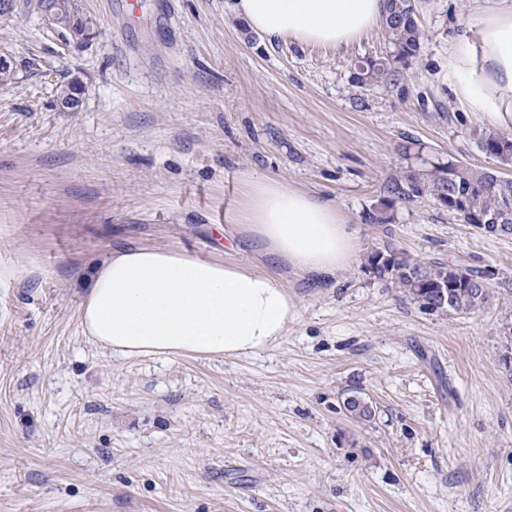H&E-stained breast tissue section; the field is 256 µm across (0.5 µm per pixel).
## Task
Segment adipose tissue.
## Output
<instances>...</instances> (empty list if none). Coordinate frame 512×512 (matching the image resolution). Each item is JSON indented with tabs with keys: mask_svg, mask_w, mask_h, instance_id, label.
Listing matches in <instances>:
<instances>
[{
	"mask_svg": "<svg viewBox=\"0 0 512 512\" xmlns=\"http://www.w3.org/2000/svg\"><path fill=\"white\" fill-rule=\"evenodd\" d=\"M386 0H235L234 11L271 39L340 48L379 22ZM480 52L460 33L449 63L470 111L512 127V0L478 15ZM278 262L330 281L356 257L357 232L336 205L282 182L257 178L234 217ZM297 303L266 269L199 258L182 250H117L95 271L80 303L82 332L125 356L240 357L285 336Z\"/></svg>",
	"mask_w": 512,
	"mask_h": 512,
	"instance_id": "adipose-tissue-1",
	"label": "adipose tissue"
}]
</instances>
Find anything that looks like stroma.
Here are the masks:
<instances>
[{
	"instance_id": "35a3bbf8",
	"label": "stroma",
	"mask_w": 512,
	"mask_h": 512,
	"mask_svg": "<svg viewBox=\"0 0 512 512\" xmlns=\"http://www.w3.org/2000/svg\"><path fill=\"white\" fill-rule=\"evenodd\" d=\"M425 38L397 82L360 86L375 26L335 50L271 40L233 0H77L91 38L38 0L0 18V512H512V234L430 198L366 211L393 173L459 160L472 137L448 49L478 0H414ZM79 78L83 106H57ZM252 178L336 203L357 257L323 288L228 216ZM393 243L490 270L470 314L425 313L364 268ZM181 248L274 271L297 318L248 356H131L84 336L79 306L112 250ZM361 394L375 414L352 418Z\"/></svg>"
}]
</instances>
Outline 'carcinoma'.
<instances>
[{"mask_svg":"<svg viewBox=\"0 0 512 512\" xmlns=\"http://www.w3.org/2000/svg\"><path fill=\"white\" fill-rule=\"evenodd\" d=\"M382 25L390 54L355 63V78L362 86L386 84L400 76L399 67L411 65L424 40L413 0H387ZM473 139L498 161H512L511 134L479 128L473 131ZM384 193L366 212V223L389 224L396 205L430 197L463 223L489 233L494 232L489 221L499 216L508 226L505 234H512V178L493 169L450 161L431 170H407L391 176ZM364 268L378 280L394 285L425 313H472L490 298L488 271L454 262L418 260L394 246L371 250ZM441 288L448 289L444 301L437 296ZM343 406L354 418L367 420L373 414V406L356 395L346 397Z\"/></svg>","mask_w":512,"mask_h":512,"instance_id":"carcinoma-1","label":"carcinoma"}]
</instances>
